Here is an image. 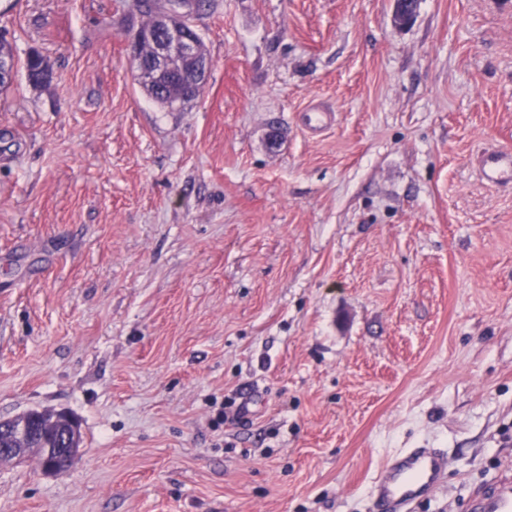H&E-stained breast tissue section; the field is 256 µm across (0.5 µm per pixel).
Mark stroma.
Returning <instances> with one entry per match:
<instances>
[{
    "mask_svg": "<svg viewBox=\"0 0 512 512\" xmlns=\"http://www.w3.org/2000/svg\"><path fill=\"white\" fill-rule=\"evenodd\" d=\"M132 3L0 0V419L82 436L0 462V512H373L409 448L448 459L415 512H470L512 476V186L475 165L512 148V0H209L180 112ZM56 414L68 419L73 424H76L74 429L72 428L71 424L62 421L59 418L52 422V414L40 415L38 418V426L44 431L45 434L44 444H50L52 445V447H54L40 448L42 455V468L48 473L60 475L66 473L69 470L76 456L78 455L79 445L81 444V433L80 427L77 425V420L75 418L66 413ZM66 431H69L72 434V436L76 434V439L74 440V443L77 448H68L65 453L57 455V448L69 447V445H66L63 442V433ZM35 452L38 453V459H40L41 461L40 452Z\"/></svg>",
    "mask_w": 512,
    "mask_h": 512,
    "instance_id": "obj_1",
    "label": "stroma"
}]
</instances>
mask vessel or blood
<instances>
[{
    "mask_svg": "<svg viewBox=\"0 0 512 512\" xmlns=\"http://www.w3.org/2000/svg\"><path fill=\"white\" fill-rule=\"evenodd\" d=\"M478 171L495 185L512 184V151L495 149L481 153ZM448 471L444 454L430 448H410L389 459L382 475L371 486L376 512H413L415 504L431 496ZM473 512H512V480L502 479L478 493Z\"/></svg>",
    "mask_w": 512,
    "mask_h": 512,
    "instance_id": "1",
    "label": "vessel or blood"
}]
</instances>
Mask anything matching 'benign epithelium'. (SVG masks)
Instances as JSON below:
<instances>
[{"mask_svg": "<svg viewBox=\"0 0 512 512\" xmlns=\"http://www.w3.org/2000/svg\"><path fill=\"white\" fill-rule=\"evenodd\" d=\"M187 0H169L168 7L157 12L154 28L135 31L131 41L132 58L141 81L151 85L163 72H177L182 81L173 87L179 96L194 97L205 87L212 61L198 45L196 38L185 24ZM394 22L405 26L415 17L416 0H394ZM38 415L29 411L16 419L0 420V457H16L18 448H6L1 441L33 438L29 419ZM79 449L69 448L61 455L54 448L41 449L42 468L53 474L66 473L73 464Z\"/></svg>", "mask_w": 512, "mask_h": 512, "instance_id": "benign-epithelium-1", "label": "benign epithelium"}]
</instances>
